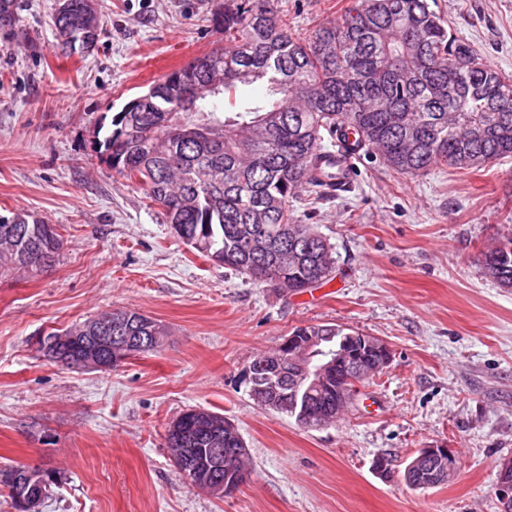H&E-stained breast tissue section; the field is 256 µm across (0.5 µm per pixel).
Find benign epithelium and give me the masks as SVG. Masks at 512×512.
<instances>
[{
	"label": "benign epithelium",
	"mask_w": 512,
	"mask_h": 512,
	"mask_svg": "<svg viewBox=\"0 0 512 512\" xmlns=\"http://www.w3.org/2000/svg\"><path fill=\"white\" fill-rule=\"evenodd\" d=\"M126 317L117 316L112 321L98 319L90 322L89 328L95 332L90 337L91 344L79 353H71L68 339L64 336L52 338L41 346L45 356L67 368L83 370H110L126 361L129 356L147 345L160 346L163 337L125 335ZM326 337L316 333L303 336H287L272 354H264L248 369L253 382L252 392L268 395L267 405L274 411H291L299 418V423L309 426L312 421L300 408L304 398L321 388L326 379L338 367L360 374V364L356 363L355 348L362 346L390 354L388 345L379 338L355 333L345 337L341 345L333 350H325ZM177 471L195 480V484L215 497L235 490L241 479L226 484L215 478L214 471L223 468L220 459L208 465L198 463L190 448L175 451ZM512 462L503 464L496 496L502 512H512V480L507 477ZM456 471V463L451 449L421 448L405 468L408 482L415 488H430L451 478ZM49 470L28 466L15 472L13 483L24 489L18 497L20 512H41L45 499L44 485Z\"/></svg>",
	"instance_id": "7a95c632"
}]
</instances>
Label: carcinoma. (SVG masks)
<instances>
[{
  "instance_id": "carcinoma-1",
  "label": "carcinoma",
  "mask_w": 512,
  "mask_h": 512,
  "mask_svg": "<svg viewBox=\"0 0 512 512\" xmlns=\"http://www.w3.org/2000/svg\"><path fill=\"white\" fill-rule=\"evenodd\" d=\"M82 3L70 0L68 14L53 16L56 34L69 32L70 40L58 41L68 56L93 50L105 32L102 14L84 13ZM217 14L224 47L164 75L145 93L147 102L129 100L97 140L96 154L139 184L166 222L199 244L198 253L219 256L226 268L284 284L292 294L314 280H332L331 246L311 225L292 219L290 203L303 195L315 202L331 197L325 142L338 129L410 176L512 156V77L449 33L430 0H353L304 39L288 31L271 0H224ZM214 75L222 78L218 90L196 95ZM252 85L263 88L262 97L219 108L217 101ZM185 99L193 111H183ZM203 123L224 127L223 140L170 137L180 126ZM283 224L296 234L282 237ZM13 226L5 233L0 224L1 275L36 276L56 264L63 245L57 227L26 213L16 214ZM27 253L43 257L45 267L29 266ZM482 270L512 288V237L484 254ZM121 314L135 336L147 335V322L158 326L135 310ZM358 359L362 382L375 375L382 356L365 351ZM343 386L340 370L309 398L326 425L350 402L340 397ZM178 422L196 433L200 453L223 456L222 476L246 469L247 456L225 457L239 447L229 422L217 435L197 430L187 411Z\"/></svg>"
}]
</instances>
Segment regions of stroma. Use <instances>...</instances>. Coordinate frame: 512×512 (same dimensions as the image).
I'll return each mask as SVG.
<instances>
[{
  "label": "stroma",
  "mask_w": 512,
  "mask_h": 512,
  "mask_svg": "<svg viewBox=\"0 0 512 512\" xmlns=\"http://www.w3.org/2000/svg\"><path fill=\"white\" fill-rule=\"evenodd\" d=\"M219 0H99L106 33L67 56L56 0H19L0 28V219L62 227L49 271L0 275V470L57 473L42 512H499L512 460V288L484 252L512 235V157L408 176L363 155L350 192L293 215L332 246L330 282L283 294L202 257L137 184L92 150L99 125L153 81L223 46ZM349 0H278L294 37ZM437 11L512 76V0H437ZM131 309L166 330L155 351L106 371L47 359L49 332ZM385 341L391 361L335 423L310 429L259 406L247 369L298 326ZM190 408L224 415L249 476L216 498L175 469L165 436ZM452 448L447 483L411 489L418 449ZM391 459L382 480L375 458Z\"/></svg>",
  "instance_id": "35a3bbf8"
}]
</instances>
